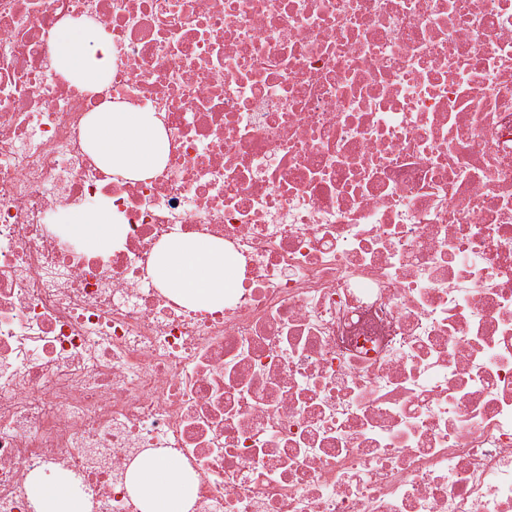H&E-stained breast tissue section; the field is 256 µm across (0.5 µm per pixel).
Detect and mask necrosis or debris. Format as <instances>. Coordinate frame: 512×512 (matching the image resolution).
Wrapping results in <instances>:
<instances>
[{"label":"necrosis or debris","instance_id":"4bbe7bcc","mask_svg":"<svg viewBox=\"0 0 512 512\" xmlns=\"http://www.w3.org/2000/svg\"><path fill=\"white\" fill-rule=\"evenodd\" d=\"M111 104L158 112L149 176L87 149ZM93 203L104 254L53 221ZM174 236L223 307L154 282ZM147 451L188 512H512V0H0V512L45 472L142 512ZM54 66L67 80L96 90L112 65V46L93 26L72 22L55 36ZM153 277L174 295L201 307L224 305L226 288L236 284L224 244L194 237L168 239L155 260Z\"/></svg>","mask_w":512,"mask_h":512}]
</instances>
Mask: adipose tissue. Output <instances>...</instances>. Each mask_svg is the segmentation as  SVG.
<instances>
[{"mask_svg": "<svg viewBox=\"0 0 512 512\" xmlns=\"http://www.w3.org/2000/svg\"><path fill=\"white\" fill-rule=\"evenodd\" d=\"M112 65V46L93 26L72 22L55 36L54 66L67 80L96 90ZM92 151L113 173L148 175L167 152L168 142L157 113L108 107L93 113L85 129ZM67 236L93 252H102L126 234L111 212L99 205L62 216ZM153 277L174 295L201 307L224 303L226 289L236 284L235 269L224 258L222 242L175 237L162 246ZM132 489L144 512H185L193 487L179 467L144 457L134 468ZM37 512H81L82 500L60 476H39L31 488Z\"/></svg>", "mask_w": 512, "mask_h": 512, "instance_id": "obj_1", "label": "adipose tissue"}]
</instances>
